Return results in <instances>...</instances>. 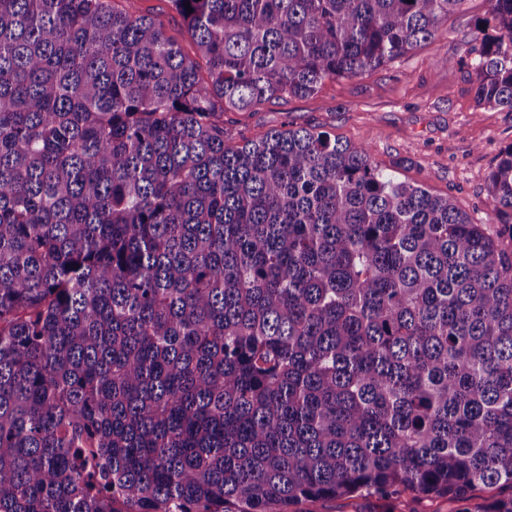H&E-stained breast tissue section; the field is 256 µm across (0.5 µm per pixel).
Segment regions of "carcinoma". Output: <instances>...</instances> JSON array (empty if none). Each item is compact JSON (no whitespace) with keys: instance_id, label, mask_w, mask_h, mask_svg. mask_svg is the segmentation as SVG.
I'll return each instance as SVG.
<instances>
[{"instance_id":"carcinoma-1","label":"carcinoma","mask_w":512,"mask_h":512,"mask_svg":"<svg viewBox=\"0 0 512 512\" xmlns=\"http://www.w3.org/2000/svg\"><path fill=\"white\" fill-rule=\"evenodd\" d=\"M168 2L192 55L134 0H0V512H512V144L475 224L366 141L224 128L462 0ZM487 2L474 96L512 112ZM315 512H382L385 510L384 502L376 497L365 496L351 499L322 501L313 507ZM404 499L408 501L409 507L415 512H457L463 507L462 503L446 499H412L410 497H404Z\"/></svg>"}]
</instances>
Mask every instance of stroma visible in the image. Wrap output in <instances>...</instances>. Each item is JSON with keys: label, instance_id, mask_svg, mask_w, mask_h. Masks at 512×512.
Wrapping results in <instances>:
<instances>
[{"label": "stroma", "instance_id": "stroma-1", "mask_svg": "<svg viewBox=\"0 0 512 512\" xmlns=\"http://www.w3.org/2000/svg\"><path fill=\"white\" fill-rule=\"evenodd\" d=\"M486 0H464L439 34L386 68L325 82L313 96L288 98L224 124L256 138L292 122L344 142L368 141L378 166L438 196L452 195L474 222L493 221L487 176L512 143V112L477 104L469 49Z\"/></svg>", "mask_w": 512, "mask_h": 512}]
</instances>
